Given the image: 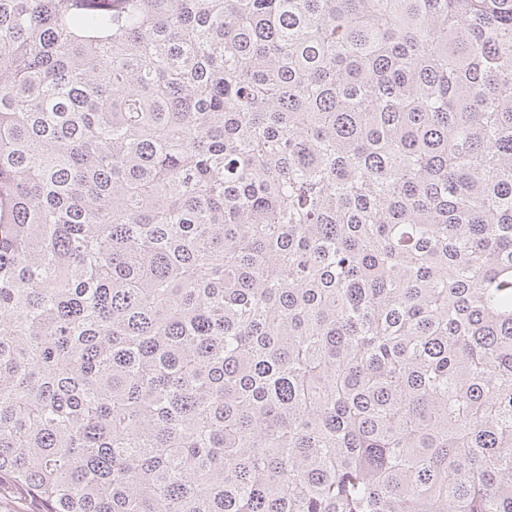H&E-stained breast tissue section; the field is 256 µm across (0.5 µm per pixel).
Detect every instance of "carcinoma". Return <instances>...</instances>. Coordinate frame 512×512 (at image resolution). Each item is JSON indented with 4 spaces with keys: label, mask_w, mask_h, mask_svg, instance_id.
I'll use <instances>...</instances> for the list:
<instances>
[{
    "label": "carcinoma",
    "mask_w": 512,
    "mask_h": 512,
    "mask_svg": "<svg viewBox=\"0 0 512 512\" xmlns=\"http://www.w3.org/2000/svg\"><path fill=\"white\" fill-rule=\"evenodd\" d=\"M512 512V0H0V494Z\"/></svg>",
    "instance_id": "1"
}]
</instances>
